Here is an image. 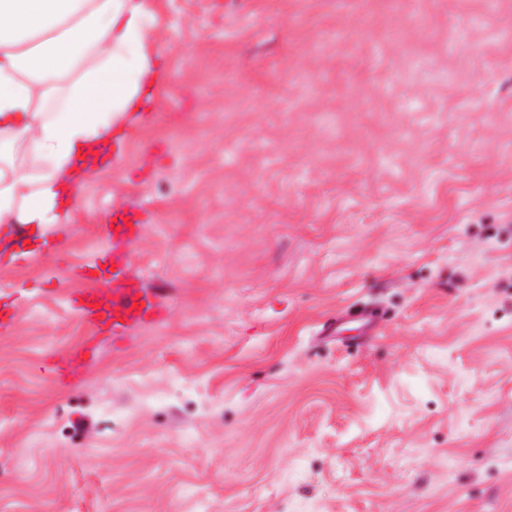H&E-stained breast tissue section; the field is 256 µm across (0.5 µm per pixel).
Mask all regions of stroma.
Masks as SVG:
<instances>
[{"label":"stroma","mask_w":512,"mask_h":512,"mask_svg":"<svg viewBox=\"0 0 512 512\" xmlns=\"http://www.w3.org/2000/svg\"><path fill=\"white\" fill-rule=\"evenodd\" d=\"M155 120L0 228V512H512V0H155ZM159 321L44 372L112 276ZM117 226H121V229L117 231ZM101 230L106 236H111L114 239L115 235H118L117 241H123L125 244V249L121 252H117L115 248L116 242H113L114 245V259L117 263L123 264L125 266L131 264L134 258V242L137 237L138 227L136 224H132V227H128L125 224H115L114 228H111V224H103L101 225ZM91 343L72 353L61 354L58 360L52 362L49 370L55 381L63 386L74 385L82 377L96 350V338Z\"/></svg>","instance_id":"1"}]
</instances>
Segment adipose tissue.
I'll return each instance as SVG.
<instances>
[{
  "mask_svg": "<svg viewBox=\"0 0 512 512\" xmlns=\"http://www.w3.org/2000/svg\"><path fill=\"white\" fill-rule=\"evenodd\" d=\"M152 0H0V226L62 223L169 73Z\"/></svg>",
  "mask_w": 512,
  "mask_h": 512,
  "instance_id": "adipose-tissue-1",
  "label": "adipose tissue"
}]
</instances>
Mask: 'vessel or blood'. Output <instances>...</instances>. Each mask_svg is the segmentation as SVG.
<instances>
[{
  "label": "vessel or blood",
  "instance_id": "b4317fda",
  "mask_svg": "<svg viewBox=\"0 0 512 512\" xmlns=\"http://www.w3.org/2000/svg\"><path fill=\"white\" fill-rule=\"evenodd\" d=\"M101 230L105 235L118 236L125 244L123 251L115 253V261L123 265L131 264L137 227L124 226L117 230L105 224ZM71 307L81 321L95 327L98 332L111 334L116 339L131 327L158 320L164 310L163 301L157 291L140 288L129 280L117 278L113 279L111 288L72 296ZM95 350V344L90 343L82 349L60 355L49 366L55 381L63 386L77 383Z\"/></svg>",
  "mask_w": 512,
  "mask_h": 512
}]
</instances>
